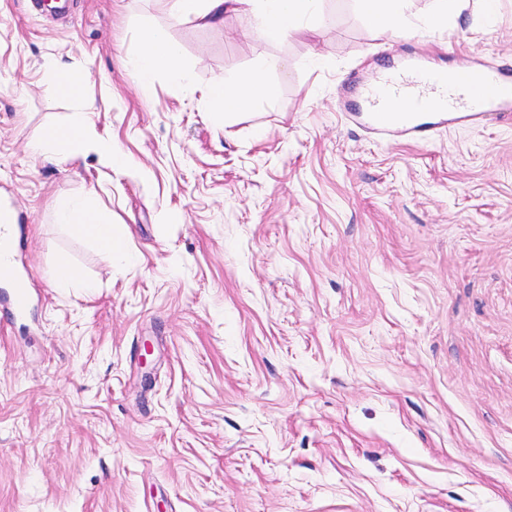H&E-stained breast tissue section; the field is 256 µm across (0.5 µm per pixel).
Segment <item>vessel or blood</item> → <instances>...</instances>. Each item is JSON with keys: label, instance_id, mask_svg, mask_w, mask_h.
Segmentation results:
<instances>
[{"label": "vessel or blood", "instance_id": "1", "mask_svg": "<svg viewBox=\"0 0 512 512\" xmlns=\"http://www.w3.org/2000/svg\"><path fill=\"white\" fill-rule=\"evenodd\" d=\"M450 85L455 93L448 96L444 89ZM346 106L364 114L377 133L398 129L426 143L447 124L512 122V69L466 66L451 73L442 66L413 65L404 74L390 66Z\"/></svg>", "mask_w": 512, "mask_h": 512}]
</instances>
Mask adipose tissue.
<instances>
[{
	"label": "adipose tissue",
	"instance_id": "ef3b65f1",
	"mask_svg": "<svg viewBox=\"0 0 512 512\" xmlns=\"http://www.w3.org/2000/svg\"><path fill=\"white\" fill-rule=\"evenodd\" d=\"M230 4L250 6L256 33L265 39L276 40L285 34L299 32L315 15L319 0H172V10L199 26L210 27L223 23L224 10ZM278 65V60H268L262 70L244 75L231 86L225 85L223 80H215L208 86L206 96L216 111L228 116L244 113L261 89L264 72L276 69ZM130 69L132 76L140 82L150 80L159 72L176 81L187 77L178 45L158 29L146 32L143 48L131 59ZM56 218L58 223L68 225L74 232L88 234L105 250H113L116 245L111 225L95 211L91 197L71 200L57 211Z\"/></svg>",
	"mask_w": 512,
	"mask_h": 512
}]
</instances>
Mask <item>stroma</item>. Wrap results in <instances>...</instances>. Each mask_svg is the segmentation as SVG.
<instances>
[{"instance_id": "35a3bbf8", "label": "stroma", "mask_w": 512, "mask_h": 512, "mask_svg": "<svg viewBox=\"0 0 512 512\" xmlns=\"http://www.w3.org/2000/svg\"><path fill=\"white\" fill-rule=\"evenodd\" d=\"M61 2L0 0V202L27 226L0 292H30L0 338V512H512V124L421 144L339 108L410 54L511 65L512 0L435 26L405 0L389 29L321 0L276 41L244 5L200 28ZM150 28L186 80L131 76ZM272 57L251 111L212 108ZM76 120L91 142L29 153ZM89 190L113 253L56 221ZM85 84V74L81 70L66 69L58 72L55 88L72 98L80 99Z\"/></svg>"}]
</instances>
